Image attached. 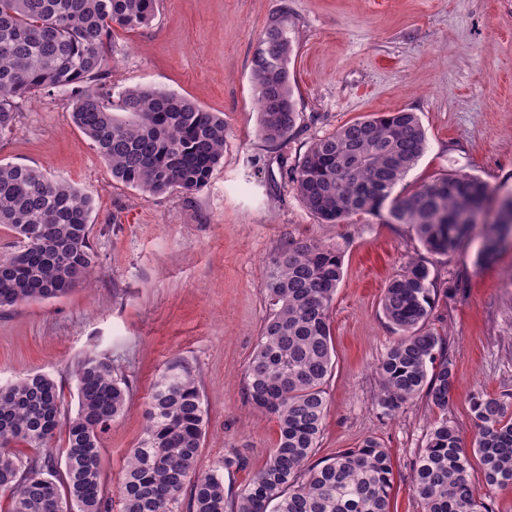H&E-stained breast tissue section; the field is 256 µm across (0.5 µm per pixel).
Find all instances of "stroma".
Here are the masks:
<instances>
[{
  "mask_svg": "<svg viewBox=\"0 0 512 512\" xmlns=\"http://www.w3.org/2000/svg\"><path fill=\"white\" fill-rule=\"evenodd\" d=\"M275 20L293 45L299 115L288 139L271 144L259 133L250 61ZM112 54L104 82L113 108L135 86L184 95L223 115L224 158L201 189L152 195L113 178L73 124L69 93L20 101L0 161L44 168L91 197L97 265L90 284L64 297L0 310V385L47 374L69 417L78 361L94 352L111 364L128 388L125 413L102 437L106 496L120 512L153 385L167 366L187 365L208 410L197 468L220 470L225 488L240 491L278 434L245 378L270 313L268 264L288 243L314 238L343 260L318 454L376 439L393 465L392 512H422L412 462L439 414L421 398L392 416L375 404L376 367L396 338L384 289L412 256L452 283L431 323L448 336L456 380L448 420L471 435L472 395L512 392V244L482 265L477 239L448 256L425 252L409 224L366 215L326 224L289 173L337 127L405 110L417 113L427 149L396 193L451 172L480 177L498 197L512 191V0H158L148 26L113 31Z\"/></svg>",
  "mask_w": 512,
  "mask_h": 512,
  "instance_id": "obj_1",
  "label": "stroma"
}]
</instances>
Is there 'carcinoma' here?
Masks as SVG:
<instances>
[{
    "instance_id": "1",
    "label": "carcinoma",
    "mask_w": 512,
    "mask_h": 512,
    "mask_svg": "<svg viewBox=\"0 0 512 512\" xmlns=\"http://www.w3.org/2000/svg\"><path fill=\"white\" fill-rule=\"evenodd\" d=\"M157 0H0V140L16 127L17 101L64 90L71 117L112 169V177L153 195L204 187L224 158L227 127L218 112L151 87L122 93L123 121L105 104L100 83L112 31L149 25ZM286 31L271 23L251 60L260 135L288 138L298 117ZM426 150L416 113L398 111L346 123L309 146L291 175L305 207L329 223L356 215L411 224L430 252L457 253L491 189L459 173L392 196ZM92 199L37 166L0 163V224L20 248L0 257V310L60 298L89 281L97 258L90 243ZM500 232L512 231V201L498 205ZM343 277L339 252L316 240L290 243L271 260L263 288L271 313L246 371L253 404L276 419L278 437L265 465L239 492L199 472L207 409L185 366L167 368L145 409V436L133 449L121 486V512H175L190 491L189 512H391L393 466L368 438L317 457L326 415L325 386L334 368L330 310ZM438 279L411 259L384 290L382 309L398 337L377 366V407L391 415L416 397L442 413L426 434L411 482L423 512H493L490 492L512 486V393L471 399L474 432L448 424L455 378L446 336L430 326ZM78 409L61 419L55 382L40 373L0 386V490L10 512H109L103 486L102 435L127 407V387L89 353L75 370ZM65 433L63 469L49 456L22 458L16 445L40 449ZM478 461L487 494L470 479Z\"/></svg>"
}]
</instances>
